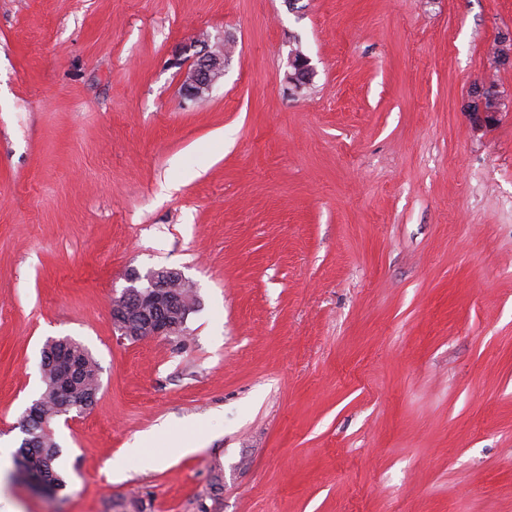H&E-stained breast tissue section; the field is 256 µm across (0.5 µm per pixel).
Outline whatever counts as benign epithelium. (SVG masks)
<instances>
[{
	"instance_id": "obj_1",
	"label": "benign epithelium",
	"mask_w": 512,
	"mask_h": 512,
	"mask_svg": "<svg viewBox=\"0 0 512 512\" xmlns=\"http://www.w3.org/2000/svg\"><path fill=\"white\" fill-rule=\"evenodd\" d=\"M228 61L229 56L224 54L222 46L217 50L206 47L195 52L182 74L184 96L193 100L205 97L224 76ZM289 65L292 71L286 75V81L294 90L312 83L315 71L306 55L291 54ZM488 101L500 102L495 90L481 84L474 86L467 102V115L477 130L492 124L499 116L486 108ZM129 282L124 294L112 300V322L121 335L147 338L178 335L194 308V299L178 293V289L184 287L182 273L162 268L143 276L135 274Z\"/></svg>"
}]
</instances>
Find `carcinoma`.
Here are the masks:
<instances>
[{"label": "carcinoma", "mask_w": 512, "mask_h": 512, "mask_svg": "<svg viewBox=\"0 0 512 512\" xmlns=\"http://www.w3.org/2000/svg\"><path fill=\"white\" fill-rule=\"evenodd\" d=\"M67 349L79 366V374L71 380L51 368H44V389L32 408L34 418L30 419L33 433L28 443L20 445L15 460L18 470L37 482L42 493L47 495L55 494L64 484L56 469V462L61 455L60 445L54 436L44 433L42 427L43 422L56 418L55 390L70 382L75 398L90 400L97 396L101 385L100 365L89 350L74 340L68 343Z\"/></svg>", "instance_id": "cac0c4a2"}]
</instances>
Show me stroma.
I'll return each mask as SVG.
<instances>
[{
    "mask_svg": "<svg viewBox=\"0 0 512 512\" xmlns=\"http://www.w3.org/2000/svg\"><path fill=\"white\" fill-rule=\"evenodd\" d=\"M201 32L236 48L194 102ZM504 32L512 0H0V499L512 512V107L464 111L482 83L512 100ZM162 268L196 311L123 338L113 296ZM63 337L101 388L55 429L50 500L16 425ZM289 65L292 71L286 75V81L295 91H300L312 83L315 71L306 55L300 52L291 54ZM495 92L494 89H490V86L481 84L475 85L471 90L470 100L467 102L466 108L469 111L467 115L470 117L472 125L476 130L492 124L501 114V112H489L493 108H486L487 100L494 104L502 102L499 99V95H496Z\"/></svg>",
    "mask_w": 512,
    "mask_h": 512,
    "instance_id": "1",
    "label": "stroma"
}]
</instances>
